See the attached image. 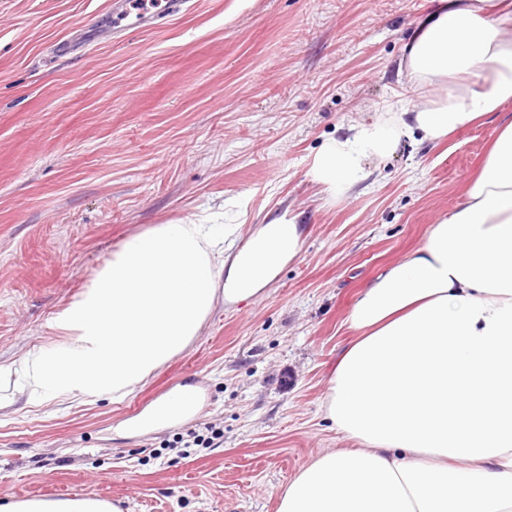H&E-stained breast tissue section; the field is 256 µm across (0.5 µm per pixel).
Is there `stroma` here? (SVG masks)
<instances>
[{
    "label": "stroma",
    "mask_w": 512,
    "mask_h": 512,
    "mask_svg": "<svg viewBox=\"0 0 512 512\" xmlns=\"http://www.w3.org/2000/svg\"><path fill=\"white\" fill-rule=\"evenodd\" d=\"M112 3L0 0V363L59 341L53 317L155 225L220 212L241 246L289 213L302 248L268 296L216 306L124 400L17 396L0 411V487L121 512H277L304 466L349 445L320 403L359 292L463 201L512 102L444 140L402 139L333 199L310 166L327 140L417 103L401 65L432 0H192L118 40L100 34ZM177 384L204 392L193 418L117 432ZM208 423L220 447L168 450Z\"/></svg>",
    "instance_id": "obj_1"
}]
</instances>
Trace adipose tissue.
<instances>
[{"label": "adipose tissue", "mask_w": 512, "mask_h": 512, "mask_svg": "<svg viewBox=\"0 0 512 512\" xmlns=\"http://www.w3.org/2000/svg\"><path fill=\"white\" fill-rule=\"evenodd\" d=\"M407 71L422 100L327 141L309 175L332 197L414 132L438 141L512 101V0H441ZM235 224H159L128 238L52 322L59 342L0 364V408L102 396L120 401L185 351L216 304L265 296L300 253L278 217L241 248ZM354 333L327 379L325 420L353 447L325 452L283 488L278 512H512V124L465 201L387 267L348 317ZM176 387L122 422L132 436L194 417ZM0 512H120L110 501L24 499Z\"/></svg>", "instance_id": "1"}]
</instances>
